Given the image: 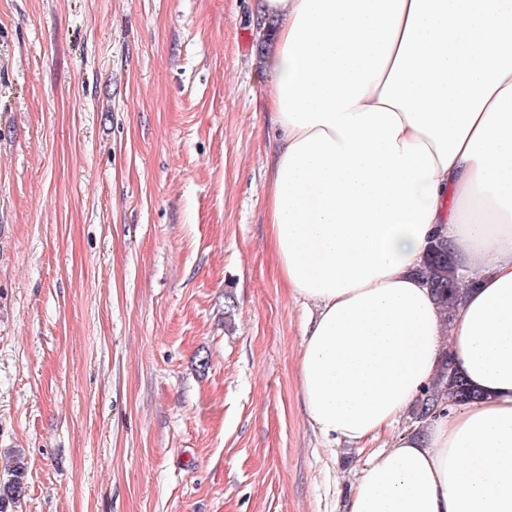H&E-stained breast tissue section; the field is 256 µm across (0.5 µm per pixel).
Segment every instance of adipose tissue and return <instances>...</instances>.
<instances>
[{
  "instance_id": "ef3b65f1",
  "label": "adipose tissue",
  "mask_w": 512,
  "mask_h": 512,
  "mask_svg": "<svg viewBox=\"0 0 512 512\" xmlns=\"http://www.w3.org/2000/svg\"><path fill=\"white\" fill-rule=\"evenodd\" d=\"M275 23L269 224L316 312L302 403L329 441L390 431L442 352L481 394L364 469L347 512H512V0H253ZM448 247L445 318L417 271Z\"/></svg>"
}]
</instances>
